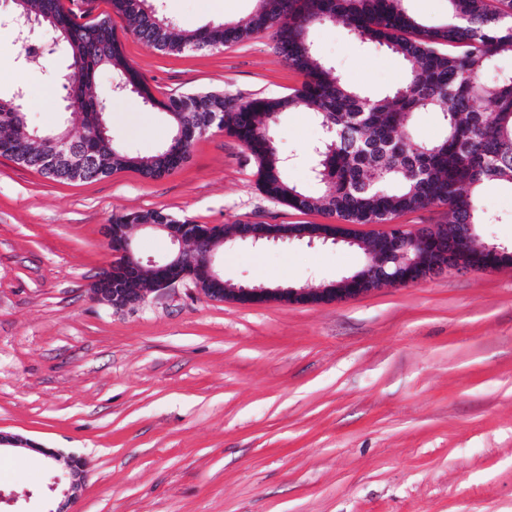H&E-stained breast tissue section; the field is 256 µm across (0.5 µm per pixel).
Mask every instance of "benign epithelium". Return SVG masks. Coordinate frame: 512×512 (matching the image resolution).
Listing matches in <instances>:
<instances>
[{
    "mask_svg": "<svg viewBox=\"0 0 512 512\" xmlns=\"http://www.w3.org/2000/svg\"><path fill=\"white\" fill-rule=\"evenodd\" d=\"M76 135V130H70V136L50 137L43 139L45 146L44 162L56 168H62L75 179L82 177L87 166L86 158L78 152L70 142V137ZM136 229H151L164 233L178 251L171 256L161 259H142L132 247V232ZM348 224H235L231 226L230 233L224 236L226 240L249 241L253 244L285 241L290 239L307 240L315 242L336 243L339 241L356 242V237L349 234ZM432 231H437L434 226ZM423 229L418 233L407 234L405 228L399 224L389 225L387 232L377 236L379 250L377 258L371 265L358 274V287L350 288L351 280L333 282L319 288H265L263 286H244L224 281V276L214 265V249L210 235L206 232L194 231L185 233V228L179 224H128L117 235L121 238L119 248L112 251L113 262L107 271L120 265L124 269L125 281L106 284L105 275L100 274L93 281L91 288L93 294L100 302L106 303L116 310H121L144 302L152 292L150 288H129L127 284L135 280L146 268L164 272L183 263L187 258L194 261L206 277L215 284L213 288H203L201 292L208 298L216 301H280L291 304L317 305L329 301L341 300L356 296L378 288L383 284L406 285L411 280L406 275H389L385 273L384 259L396 256V262L416 266L424 271L417 281L430 279L442 274L450 268L448 265V251L435 249L429 252H417L415 246L420 243L421 236L428 231ZM190 249H184V245ZM7 445L11 448H28L45 456L49 461L58 460L59 453L52 448H41L18 437L0 432V447ZM66 488L63 490L64 501L60 504L58 512H66L64 507L76 499L83 489L84 470L81 459H69L68 470L64 475Z\"/></svg>",
    "mask_w": 512,
    "mask_h": 512,
    "instance_id": "1",
    "label": "benign epithelium"
}]
</instances>
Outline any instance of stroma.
<instances>
[{"mask_svg": "<svg viewBox=\"0 0 512 512\" xmlns=\"http://www.w3.org/2000/svg\"><path fill=\"white\" fill-rule=\"evenodd\" d=\"M183 31L246 23L255 0H152ZM0 0V96L26 92L31 127L63 124L64 49L23 62ZM111 16L126 59L157 99L221 91L279 97L302 78L270 33L223 48L172 54ZM317 54L374 96L405 77L395 54L354 40L342 22L310 31ZM117 144L149 156L170 138L159 107L111 94ZM272 131L289 181L323 191L311 171L324 131L298 108ZM247 148L212 128L187 161L158 179L125 169L59 183L0 157V431L37 450L0 451V512H56L42 449L84 463L70 512H512V269L384 285L320 305L240 304L191 285L113 309L91 284L112 260L113 216L159 210L200 224H330L265 197ZM482 242L512 248V187L485 185ZM356 224V244L290 240L216 249L226 282L317 288L362 270L359 243L385 232Z\"/></svg>", "mask_w": 512, "mask_h": 512, "instance_id": "1", "label": "stroma"}]
</instances>
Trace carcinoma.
<instances>
[{
    "mask_svg": "<svg viewBox=\"0 0 512 512\" xmlns=\"http://www.w3.org/2000/svg\"><path fill=\"white\" fill-rule=\"evenodd\" d=\"M132 32L149 45L170 53L219 49L254 34L273 31L288 67L301 74V86L275 98L245 102L222 92L174 93L158 105L171 113L172 137L151 156H141L94 136L105 102L91 87L106 70L143 102L155 101L151 88L124 57L112 20L104 16L80 23L60 0H13V14L44 22L65 42L71 77L63 85L69 101L68 126L79 127L76 147L104 165L91 166L81 178L94 181L117 171L136 169L160 178L188 158L191 142L177 140L179 128L207 126L206 116L218 114L215 127L236 138L257 162V185L271 200L305 213L322 210L346 224H385L401 212L448 206V251L468 252L471 263L493 260L512 264V250L479 242L478 225L486 222L480 192L489 182L512 187V77L490 84L484 73L495 56L512 51V0H448V19L429 27L403 6L404 0H257L249 22L220 23L190 34H177L148 0H111ZM340 20L353 35L383 46L407 65L404 81L390 94L376 98L342 83L335 69L321 63L309 38L312 27ZM302 103L319 123L336 127V138L320 143L318 173L325 186L313 197L291 184L278 153L270 123ZM442 113L445 130L432 141H417L410 121L417 112ZM22 115V98L0 99V156L57 182L71 178L41 164L42 143L32 136ZM114 224H188L158 210L130 211L112 218ZM188 282L207 287L189 261L176 270Z\"/></svg>",
    "mask_w": 512,
    "mask_h": 512,
    "instance_id": "obj_1",
    "label": "carcinoma"
}]
</instances>
